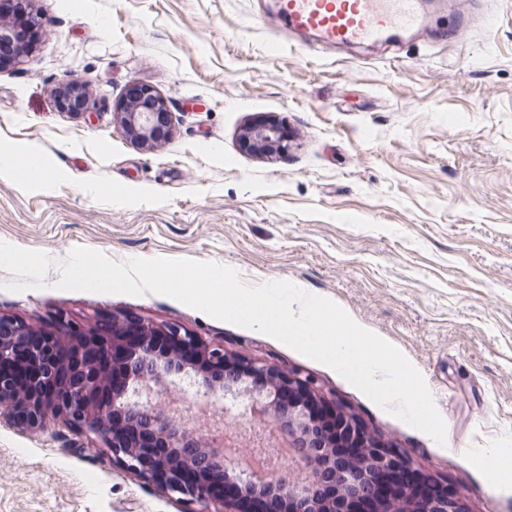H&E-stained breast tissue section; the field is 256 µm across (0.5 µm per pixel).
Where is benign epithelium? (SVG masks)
Segmentation results:
<instances>
[{
  "instance_id": "7a95c632",
  "label": "benign epithelium",
  "mask_w": 512,
  "mask_h": 512,
  "mask_svg": "<svg viewBox=\"0 0 512 512\" xmlns=\"http://www.w3.org/2000/svg\"><path fill=\"white\" fill-rule=\"evenodd\" d=\"M25 34L0 21V69L26 52L22 48L13 57L3 56ZM65 88L67 102L61 108L78 116L91 115L94 102L81 82L73 80ZM113 117L127 138L142 147L160 141L170 125L166 101L147 84L140 85L134 99L116 103ZM240 142L245 150L263 157L288 150L275 118L245 125ZM119 347L126 352L115 359L112 371L95 365L101 354ZM228 355L223 346L177 324L114 318L112 329L103 335L97 330L83 334L63 320L56 331L45 332L20 320L0 318V402L14 400L19 413L11 419L27 429L43 428L51 415L61 418L67 429L104 442L123 469L171 496L198 504L201 512L215 505L224 512H249L257 500L270 512L286 500L292 502L294 512H355L348 498L327 496L320 501L305 493L262 452L252 455L240 470L244 480H231L235 489L217 493L228 479V464L239 456L241 435L225 427L203 442L188 433L176 414L153 403L154 388L181 378L190 364L197 367L196 383L205 397L215 386L226 393L232 390L230 373H243L252 381L251 416L287 441L298 462L315 469L313 489L331 487L339 478L356 489L346 468L325 453L340 429L325 432L313 414L316 407L336 410V403L321 395L317 380L260 359L237 357L230 366ZM359 446L368 449L366 471L391 469L398 480L411 474L410 462L396 449L384 448L374 438L354 444ZM457 505L446 496H430L417 512H453Z\"/></svg>"
}]
</instances>
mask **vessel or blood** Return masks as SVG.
Listing matches in <instances>:
<instances>
[{
    "label": "vessel or blood",
    "instance_id": "vessel-or-blood-1",
    "mask_svg": "<svg viewBox=\"0 0 512 512\" xmlns=\"http://www.w3.org/2000/svg\"><path fill=\"white\" fill-rule=\"evenodd\" d=\"M433 0H275L272 23L325 48L374 46L427 29Z\"/></svg>",
    "mask_w": 512,
    "mask_h": 512
}]
</instances>
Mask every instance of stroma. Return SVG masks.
Wrapping results in <instances>:
<instances>
[{"mask_svg":"<svg viewBox=\"0 0 512 512\" xmlns=\"http://www.w3.org/2000/svg\"><path fill=\"white\" fill-rule=\"evenodd\" d=\"M46 27L0 70V152L34 151L43 182L0 176V317L55 330L113 318L179 324L317 378L404 448L466 512H512V0H460L456 42L298 47L264 0H31ZM103 110L59 109L71 78ZM135 82L171 133L134 145L112 108ZM283 120L287 155L246 152L242 128ZM78 246L117 262L189 258L254 285L291 282L341 306L418 369L446 442L394 418L331 368L160 294L57 289ZM203 436L248 426L221 394L160 395ZM0 512H197L56 420L0 408Z\"/></svg>","mask_w":512,"mask_h":512,"instance_id":"stroma-1","label":"stroma"}]
</instances>
